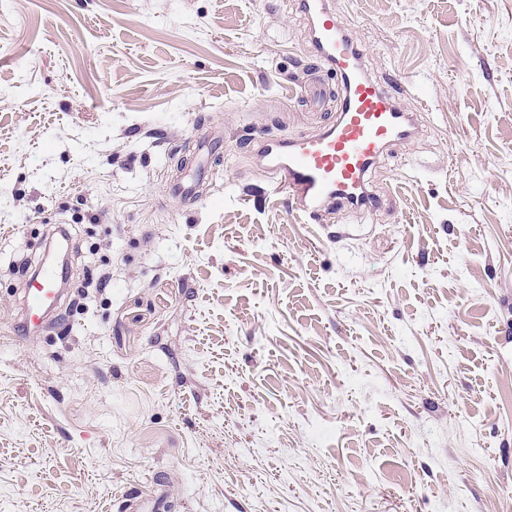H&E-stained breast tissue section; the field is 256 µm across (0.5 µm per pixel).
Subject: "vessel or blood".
<instances>
[{"instance_id": "1", "label": "vessel or blood", "mask_w": 512, "mask_h": 512, "mask_svg": "<svg viewBox=\"0 0 512 512\" xmlns=\"http://www.w3.org/2000/svg\"><path fill=\"white\" fill-rule=\"evenodd\" d=\"M297 5L310 22L316 69L333 71L340 79L335 90L316 82L307 92L335 103L336 111L318 133L264 138L259 150L267 157L268 180L286 195L297 216L325 224L338 208L370 213L381 207L367 187V176L387 148L414 136L416 121L365 72L363 51L329 0H297ZM66 279L65 268L46 262L25 280L12 343L45 327L60 304Z\"/></svg>"}]
</instances>
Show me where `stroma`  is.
Returning a JSON list of instances; mask_svg holds the SVG:
<instances>
[{
  "label": "stroma",
  "instance_id": "35a3bbf8",
  "mask_svg": "<svg viewBox=\"0 0 512 512\" xmlns=\"http://www.w3.org/2000/svg\"><path fill=\"white\" fill-rule=\"evenodd\" d=\"M333 4L418 130L380 209L305 224L255 144L324 121L294 0H0V512H127L157 473L175 512L512 495V0ZM62 224L57 318L11 344Z\"/></svg>",
  "mask_w": 512,
  "mask_h": 512
}]
</instances>
